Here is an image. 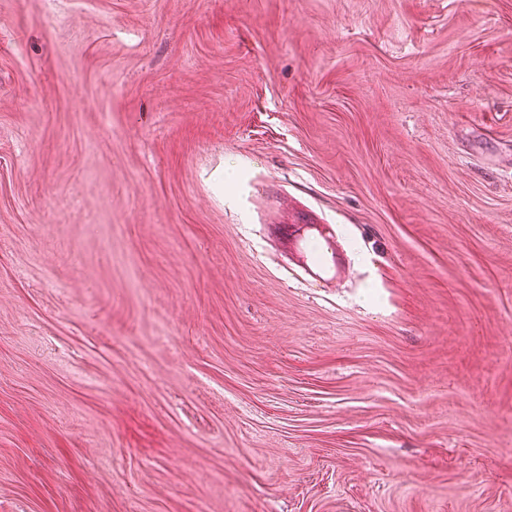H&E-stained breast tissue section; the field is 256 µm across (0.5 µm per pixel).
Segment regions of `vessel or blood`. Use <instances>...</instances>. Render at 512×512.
I'll return each mask as SVG.
<instances>
[{
	"mask_svg": "<svg viewBox=\"0 0 512 512\" xmlns=\"http://www.w3.org/2000/svg\"><path fill=\"white\" fill-rule=\"evenodd\" d=\"M267 233L290 254L309 282L327 283L349 271L346 251L337 243L335 226L322 223L311 214L300 213L286 223L268 225Z\"/></svg>",
	"mask_w": 512,
	"mask_h": 512,
	"instance_id": "1",
	"label": "vessel or blood"
}]
</instances>
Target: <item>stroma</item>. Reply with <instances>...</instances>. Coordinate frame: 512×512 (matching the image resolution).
I'll use <instances>...</instances> for the list:
<instances>
[{
  "instance_id": "stroma-1",
  "label": "stroma",
  "mask_w": 512,
  "mask_h": 512,
  "mask_svg": "<svg viewBox=\"0 0 512 512\" xmlns=\"http://www.w3.org/2000/svg\"><path fill=\"white\" fill-rule=\"evenodd\" d=\"M0 512H512V0H0ZM267 233L290 254L311 283H327L349 271L346 251L337 244L336 227L309 213H298L288 223L268 224ZM316 242L323 247L318 256L312 250Z\"/></svg>"
}]
</instances>
